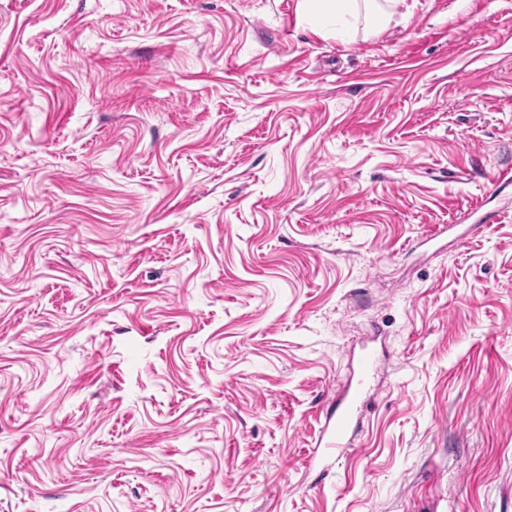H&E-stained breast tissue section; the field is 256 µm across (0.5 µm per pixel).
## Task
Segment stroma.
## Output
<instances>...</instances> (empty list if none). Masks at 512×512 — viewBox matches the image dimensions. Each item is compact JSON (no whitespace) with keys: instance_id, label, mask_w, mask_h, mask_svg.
Instances as JSON below:
<instances>
[{"instance_id":"1","label":"stroma","mask_w":512,"mask_h":512,"mask_svg":"<svg viewBox=\"0 0 512 512\" xmlns=\"http://www.w3.org/2000/svg\"><path fill=\"white\" fill-rule=\"evenodd\" d=\"M506 167L512 0H0V512H512ZM373 360L370 355H365L361 360L360 375L354 385L350 384L348 390L336 407V419L331 428H327L321 441H324L326 451L336 448L344 449L348 446L347 438L353 418L363 402L366 392L365 384L372 368Z\"/></svg>"}]
</instances>
